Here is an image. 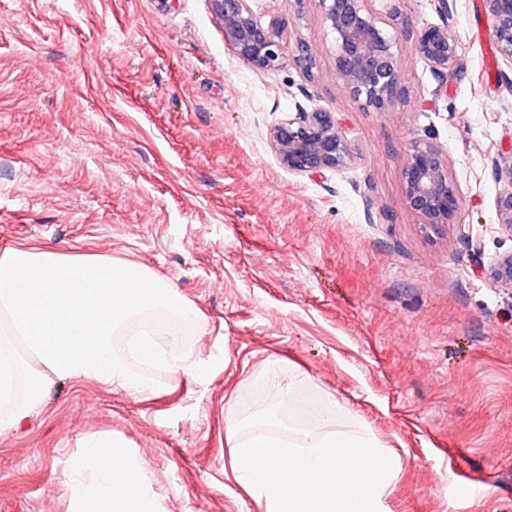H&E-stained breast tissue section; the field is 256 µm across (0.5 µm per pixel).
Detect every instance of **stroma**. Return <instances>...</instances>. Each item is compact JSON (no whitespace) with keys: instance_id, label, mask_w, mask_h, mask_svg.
I'll use <instances>...</instances> for the list:
<instances>
[{"instance_id":"1","label":"stroma","mask_w":512,"mask_h":512,"mask_svg":"<svg viewBox=\"0 0 512 512\" xmlns=\"http://www.w3.org/2000/svg\"><path fill=\"white\" fill-rule=\"evenodd\" d=\"M287 15L317 69L249 68L211 0H0V254L134 264L196 311L199 369L129 395L58 380L0 432V512H78L70 462L112 435L144 468L157 512H258L231 473L228 420L288 396L336 397L402 468L388 512H512V253L495 160L512 155V63L476 37L483 0H371L398 35L403 93L385 112L337 79L317 0ZM460 36L437 78L415 40ZM336 112L346 168L284 167L268 127L296 106ZM439 145L460 193L428 238L403 200L402 153ZM484 483L490 498L460 494Z\"/></svg>"}]
</instances>
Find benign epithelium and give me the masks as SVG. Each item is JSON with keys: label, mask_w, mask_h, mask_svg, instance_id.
<instances>
[{"label": "benign epithelium", "mask_w": 512, "mask_h": 512, "mask_svg": "<svg viewBox=\"0 0 512 512\" xmlns=\"http://www.w3.org/2000/svg\"><path fill=\"white\" fill-rule=\"evenodd\" d=\"M324 27L334 36L336 77L349 92L376 112L393 104L400 93L401 59L397 37L386 30L368 6L369 0H317ZM499 53L512 61V0H483ZM224 19V39L236 57L252 69L273 72L292 62L313 76L316 59L305 41L287 57L283 36L288 18L277 16L267 25L257 22L249 0H213ZM459 36L448 25H426L416 49L430 70L444 79L459 68ZM267 139L282 165L301 174H321L346 168L354 148L336 113L314 106L288 112L267 130ZM494 174L508 188L496 199L499 223L512 232V158L494 162ZM404 202L419 219L427 236H439L454 223L459 191L448 175V161L437 146L412 142L403 152ZM498 283L512 286V254L491 269Z\"/></svg>", "instance_id": "7a95c632"}]
</instances>
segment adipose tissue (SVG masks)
Instances as JSON below:
<instances>
[{
	"label": "adipose tissue",
	"instance_id": "1",
	"mask_svg": "<svg viewBox=\"0 0 512 512\" xmlns=\"http://www.w3.org/2000/svg\"><path fill=\"white\" fill-rule=\"evenodd\" d=\"M161 307L176 315L190 306L141 268L109 261L69 262L53 252L20 245L0 255V308L21 330L39 366L27 376L22 401L13 399L18 358L14 340L0 336V430L18 428L40 406L54 380L94 379L128 394L146 391L113 340L134 315ZM78 489L94 497L102 512H154L140 463L106 436L89 439L73 463Z\"/></svg>",
	"mask_w": 512,
	"mask_h": 512
}]
</instances>
